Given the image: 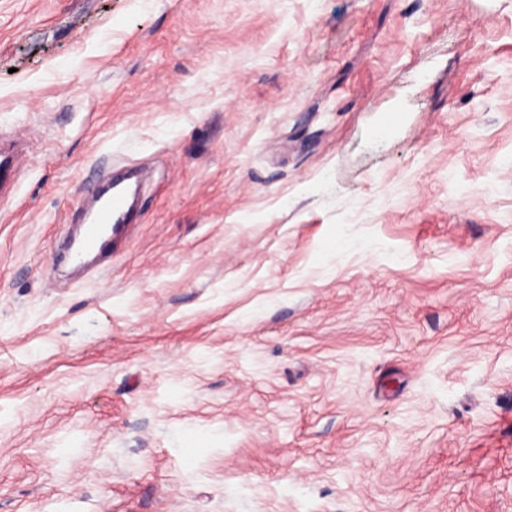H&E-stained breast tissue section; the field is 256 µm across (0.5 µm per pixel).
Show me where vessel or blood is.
<instances>
[{
	"mask_svg": "<svg viewBox=\"0 0 512 512\" xmlns=\"http://www.w3.org/2000/svg\"><path fill=\"white\" fill-rule=\"evenodd\" d=\"M21 143L0 139V196L10 195L21 171ZM96 199L85 218L81 235L74 238L70 253L75 257L110 254L129 223L130 207L124 184L111 182L96 190Z\"/></svg>",
	"mask_w": 512,
	"mask_h": 512,
	"instance_id": "vessel-or-blood-1",
	"label": "vessel or blood"
}]
</instances>
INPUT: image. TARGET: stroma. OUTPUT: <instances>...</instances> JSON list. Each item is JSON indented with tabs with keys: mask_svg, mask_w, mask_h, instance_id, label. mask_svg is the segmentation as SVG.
I'll list each match as a JSON object with an SVG mask.
<instances>
[{
	"mask_svg": "<svg viewBox=\"0 0 512 512\" xmlns=\"http://www.w3.org/2000/svg\"><path fill=\"white\" fill-rule=\"evenodd\" d=\"M0 129V512H512V0H0ZM23 155L21 143L0 139V196H9L14 190L21 171L19 157ZM96 199L85 218L81 235L74 238L70 247L72 255L83 264L82 256H94L112 253V247L118 236L129 223L130 207L123 183L111 182L106 187L95 191Z\"/></svg>",
	"mask_w": 512,
	"mask_h": 512,
	"instance_id": "35a3bbf8",
	"label": "stroma"
}]
</instances>
